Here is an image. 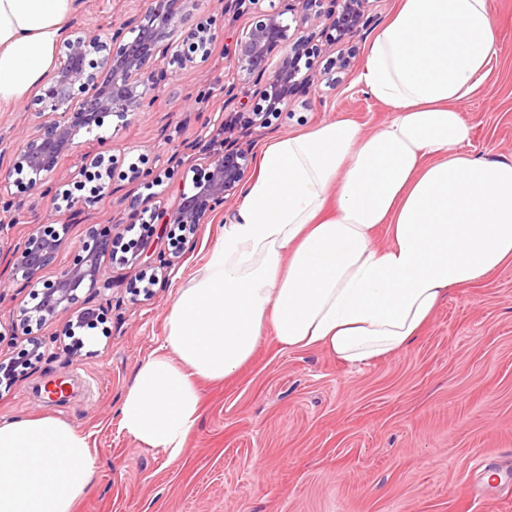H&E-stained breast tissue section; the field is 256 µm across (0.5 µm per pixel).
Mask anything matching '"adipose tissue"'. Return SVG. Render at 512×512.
<instances>
[{
  "label": "adipose tissue",
  "mask_w": 512,
  "mask_h": 512,
  "mask_svg": "<svg viewBox=\"0 0 512 512\" xmlns=\"http://www.w3.org/2000/svg\"><path fill=\"white\" fill-rule=\"evenodd\" d=\"M82 0H0V110L54 65ZM497 50L490 0H400L359 75L392 119L283 136L263 151L206 263L180 288L159 353L139 365L120 422L178 459L221 381L262 336L353 366L404 350L455 289L512 262V163L460 152L459 110ZM385 244L374 241L377 231ZM97 460L69 423L0 422V512H73Z\"/></svg>",
  "instance_id": "1"
}]
</instances>
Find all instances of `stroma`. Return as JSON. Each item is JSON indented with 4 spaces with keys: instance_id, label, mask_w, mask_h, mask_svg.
<instances>
[{
    "instance_id": "1",
    "label": "stroma",
    "mask_w": 512,
    "mask_h": 512,
    "mask_svg": "<svg viewBox=\"0 0 512 512\" xmlns=\"http://www.w3.org/2000/svg\"><path fill=\"white\" fill-rule=\"evenodd\" d=\"M149 0H85L74 19L109 36L123 17ZM399 0H371V27L353 41L351 65L329 86L330 54L313 60L314 82L282 113L249 131L252 157L282 136L324 121L350 119L364 132L391 117L388 107L357 82L369 47L395 13ZM498 50L484 82L459 105L473 134L467 150L480 158L512 161V0H491ZM206 22L216 35L206 61H159L168 78L159 98L100 128L79 132L64 153L54 181L85 204L56 209L39 189L20 183L12 150L41 122L40 106L25 100L0 112V180L11 208H0V257L38 230L64 228L65 238L39 282L83 256L95 229L127 223L134 208L171 211L192 193L189 173L204 174L224 138V117L251 118L260 98L228 57L232 40L251 28L254 12L233 15L221 0L187 10L182 31ZM239 101L224 104L223 87ZM114 160L111 183L120 198L99 194L89 155ZM161 175L154 187L131 177L132 167ZM241 200L227 196L193 232L175 235L152 228L133 241L146 250L142 265L104 260L111 289L77 293L67 315L46 322L40 334L45 356L0 394V421L49 415L85 435L97 458V474L75 512H512V263L450 293L421 336L375 363L353 368L322 350L282 347L264 336L251 360L219 382H201L202 417L181 456L139 446L119 427L117 409L137 367L157 351L165 318L179 288L207 260L220 229ZM168 263L166 281L152 296L131 297L143 268ZM35 287L0 275V356L10 357L24 339L8 338L32 307ZM100 317L83 329L81 350L64 335L86 304ZM498 473L487 481L488 473Z\"/></svg>"
}]
</instances>
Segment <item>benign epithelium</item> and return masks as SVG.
<instances>
[{
	"mask_svg": "<svg viewBox=\"0 0 512 512\" xmlns=\"http://www.w3.org/2000/svg\"><path fill=\"white\" fill-rule=\"evenodd\" d=\"M202 0H150L149 6L123 20L113 29L111 40L133 34L132 40L114 49L106 41L90 34L81 26L74 27L63 41V52L51 80L41 88L39 100L46 111L36 133L16 151L15 166L27 169L35 188L56 201L57 187L45 183L57 171L63 152L74 145L82 128L96 121L100 112H110L120 119L152 103L160 83L154 80L150 66L176 46L179 16L191 7L198 9ZM369 0H288L292 23H286L279 11H263L260 19L242 33L229 49L238 71L262 84L260 98L269 109L278 113L281 106L313 84V73L301 75L300 57L310 51L314 29L322 18L331 20L335 35L326 41V48L348 44L370 27ZM202 48H207L216 35L207 24L199 22L187 34ZM281 48L282 55L268 71L270 53ZM99 55V71H89L84 60ZM83 98L74 105L75 91ZM234 115L224 120L223 150L209 162L211 170L196 193L181 195L180 203L162 215L161 224L191 229L224 204L225 196L239 189L249 166V151ZM121 225H112L105 234H93L92 246L78 263L63 269L57 278L44 284L43 303L33 315L22 319L23 335L31 348H24L9 359L13 367H27L43 357L42 340L37 329L47 321L69 310L76 292L84 285L94 292L112 288V282L101 279V257L122 247ZM59 249V239L45 232L30 234L12 251L9 266L12 280L24 287L37 283L38 274L51 264Z\"/></svg>",
	"mask_w": 512,
	"mask_h": 512,
	"instance_id": "obj_1",
	"label": "benign epithelium"
}]
</instances>
